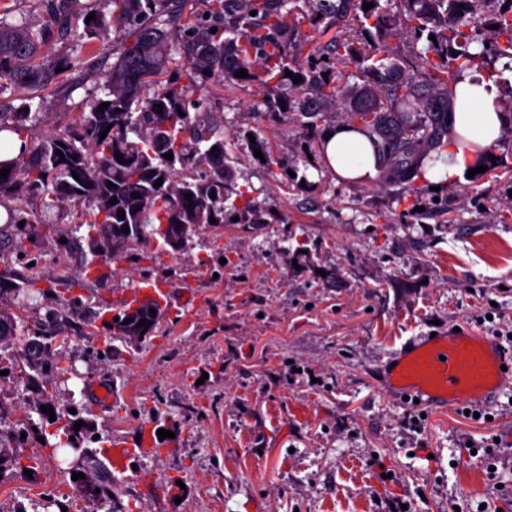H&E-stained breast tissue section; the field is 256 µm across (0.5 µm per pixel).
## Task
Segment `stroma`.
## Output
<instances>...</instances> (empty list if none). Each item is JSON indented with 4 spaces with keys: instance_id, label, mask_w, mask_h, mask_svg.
Listing matches in <instances>:
<instances>
[{
    "instance_id": "1",
    "label": "stroma",
    "mask_w": 512,
    "mask_h": 512,
    "mask_svg": "<svg viewBox=\"0 0 512 512\" xmlns=\"http://www.w3.org/2000/svg\"><path fill=\"white\" fill-rule=\"evenodd\" d=\"M86 42L74 21L76 65L42 93L37 131L64 130L97 96ZM254 94L225 83L211 117L262 223L202 227L176 250L111 253L73 205L32 197L36 223L0 237V269L32 286L26 315L0 293V315L18 324L5 350L22 353L54 312L49 356L62 369L42 394L22 372L0 377V449L34 466L0 476V512H512L495 489L512 479V386L476 419L423 410L380 382L413 337L457 324L491 332L490 310L512 322V130L493 169L436 192L421 185L411 215L400 186L337 182L320 157L322 128L263 111ZM259 139L270 162L254 154ZM96 264L97 280L85 273ZM147 278L172 287L157 327L118 335L116 299ZM47 400L59 422L42 413ZM74 418L88 423L82 449L93 454L135 446L145 431L170 435L113 473L108 502L78 492L79 451L56 447ZM495 437L493 455L467 447Z\"/></svg>"
}]
</instances>
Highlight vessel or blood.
<instances>
[{
    "mask_svg": "<svg viewBox=\"0 0 512 512\" xmlns=\"http://www.w3.org/2000/svg\"><path fill=\"white\" fill-rule=\"evenodd\" d=\"M171 287L161 281H145L122 300L133 307L151 300L166 303ZM385 383L420 405L434 410L449 407L481 410L505 385L512 383V347L496 337L468 326L436 336H423L406 343L385 372ZM152 442L143 439L133 449L117 443L104 455L115 471H124L136 454L150 453Z\"/></svg>",
    "mask_w": 512,
    "mask_h": 512,
    "instance_id": "obj_1",
    "label": "vessel or blood"
}]
</instances>
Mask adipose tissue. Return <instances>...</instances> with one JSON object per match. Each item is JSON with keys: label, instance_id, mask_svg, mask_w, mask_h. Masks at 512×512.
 I'll use <instances>...</instances> for the list:
<instances>
[{"label": "adipose tissue", "instance_id": "adipose-tissue-1", "mask_svg": "<svg viewBox=\"0 0 512 512\" xmlns=\"http://www.w3.org/2000/svg\"><path fill=\"white\" fill-rule=\"evenodd\" d=\"M456 136L439 160L428 163L423 180L438 187L459 178L502 136L505 116L493 80L463 74L455 88ZM326 167L342 180L371 183L379 173L380 162L373 145L355 126L339 123L326 127L320 142Z\"/></svg>", "mask_w": 512, "mask_h": 512}]
</instances>
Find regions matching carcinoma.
<instances>
[{
  "instance_id": "1",
  "label": "carcinoma",
  "mask_w": 512,
  "mask_h": 512,
  "mask_svg": "<svg viewBox=\"0 0 512 512\" xmlns=\"http://www.w3.org/2000/svg\"><path fill=\"white\" fill-rule=\"evenodd\" d=\"M37 2L43 19L36 29L0 17V88L24 91L33 100L57 83L62 76L58 69L67 72L74 66L64 40L75 18L83 20L91 48L116 25L130 27L132 42L103 74L102 96L90 112L75 115L62 132L33 133L27 126L32 105L18 112L11 102L0 100V133H14L24 141L20 154L0 161L9 169L7 178L0 177V207L7 211L6 225L12 226L22 220L34 223L20 207L26 197H44L47 209L71 202L79 223L92 230L98 224L112 225L114 250L151 240L170 246L188 237L189 224L218 227L235 216L247 224L261 223L253 198L235 182L224 132L207 120L214 99L207 95L208 85L234 81L241 69L247 72L243 81L258 89L256 103L268 112L296 111L313 126L322 112L345 113L375 147L384 181L401 186L398 202L408 213L418 206L417 181L426 163L438 160L455 136L453 84L463 71L476 68L497 77L502 86L508 84L502 71H512V0H402V25L381 0H307L313 5L308 34L290 20L287 0H112L116 11L110 16L83 7L81 0ZM366 2L374 3L367 11ZM165 6L186 16L187 84L181 86L162 80L174 61L168 32L155 21ZM485 7L490 8L487 26L498 25L490 41L472 31ZM91 12L95 19L89 21ZM346 24L378 41L376 50L369 52L339 36ZM333 28L338 35L329 42V53L315 47L303 59L289 52L292 41L310 42ZM405 32L420 44L417 53L424 70L418 74L386 54V44ZM349 66L362 83L344 90L339 80ZM287 70L292 76H285ZM295 77L301 82H293ZM279 85L289 89L281 103L268 97L270 88ZM197 91L204 95L193 96ZM103 102L109 106L98 109ZM169 151L170 160L163 157ZM117 153L126 163L117 161ZM159 178L162 185L156 188ZM187 193L191 198H185ZM114 197L117 203H109ZM119 210L125 213L122 219ZM27 288L13 272H0V292L24 294ZM161 315L156 304H142L124 315L132 322H116L118 333L147 336ZM142 320L147 325H138ZM55 321V314H47L23 353L30 369L26 385L38 392L55 371L43 358ZM90 490L110 499L111 472L97 471Z\"/></svg>"
}]
</instances>
